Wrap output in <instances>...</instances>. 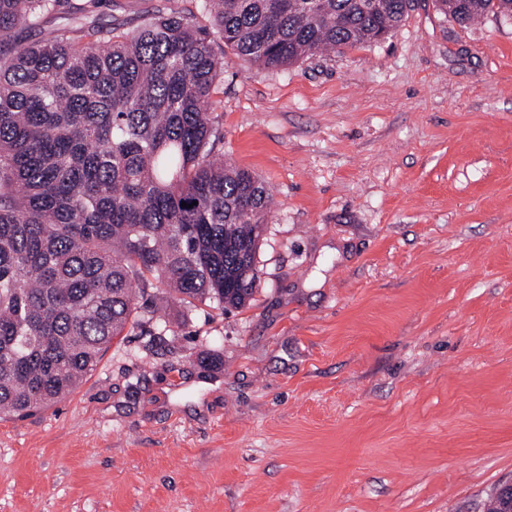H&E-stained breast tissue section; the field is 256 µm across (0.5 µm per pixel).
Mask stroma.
<instances>
[{
    "instance_id": "1",
    "label": "stroma",
    "mask_w": 512,
    "mask_h": 512,
    "mask_svg": "<svg viewBox=\"0 0 512 512\" xmlns=\"http://www.w3.org/2000/svg\"><path fill=\"white\" fill-rule=\"evenodd\" d=\"M214 48V155L272 196L253 299L140 310L74 392L0 417V512H485L512 480V17L413 0L281 69Z\"/></svg>"
}]
</instances>
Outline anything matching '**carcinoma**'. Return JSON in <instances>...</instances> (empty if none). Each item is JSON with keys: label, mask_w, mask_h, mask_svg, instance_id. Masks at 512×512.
Here are the masks:
<instances>
[{"label": "carcinoma", "mask_w": 512, "mask_h": 512, "mask_svg": "<svg viewBox=\"0 0 512 512\" xmlns=\"http://www.w3.org/2000/svg\"><path fill=\"white\" fill-rule=\"evenodd\" d=\"M435 3L460 25L512 16V0ZM411 6L202 0L199 16L159 9L114 34L71 0H0V415L72 393L138 325L149 289L189 305L252 299L271 195L207 160L216 40L281 68L375 42ZM51 16L65 23L23 44Z\"/></svg>", "instance_id": "cac0c4a2"}]
</instances>
